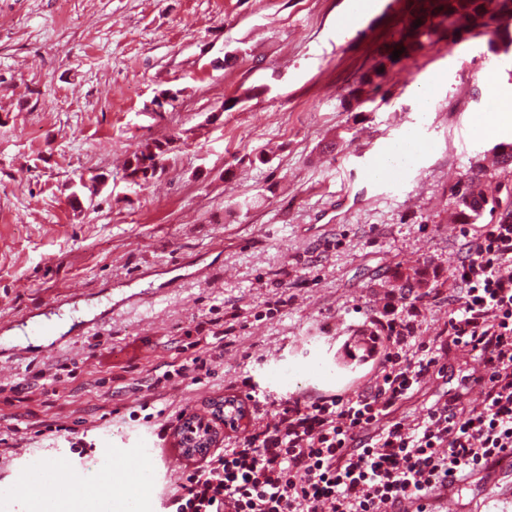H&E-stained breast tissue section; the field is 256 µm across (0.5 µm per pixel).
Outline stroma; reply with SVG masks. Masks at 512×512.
Segmentation results:
<instances>
[{
  "label": "stroma",
  "instance_id": "stroma-1",
  "mask_svg": "<svg viewBox=\"0 0 512 512\" xmlns=\"http://www.w3.org/2000/svg\"><path fill=\"white\" fill-rule=\"evenodd\" d=\"M430 2L373 0L353 19L350 0H0V431L14 428L0 490L34 485L36 458L117 492L93 460L144 453L168 512L170 471L190 463L157 437L176 411H210L246 377L267 403L374 384L382 347L346 352L393 299L383 273L425 262L451 281L453 189L512 144V130L473 134L497 109L487 71L512 78V51L483 38L437 44L388 71L382 100L347 101ZM410 134L428 154L409 175L366 176L374 138ZM151 140L169 150L130 186L124 162ZM209 320L233 334L210 377L141 410L147 380ZM59 362L76 379L42 384ZM440 362L401 414L478 365L465 351Z\"/></svg>",
  "mask_w": 512,
  "mask_h": 512
}]
</instances>
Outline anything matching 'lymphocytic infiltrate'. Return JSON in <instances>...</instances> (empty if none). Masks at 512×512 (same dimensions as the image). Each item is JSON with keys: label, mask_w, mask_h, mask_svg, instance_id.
Listing matches in <instances>:
<instances>
[{"label": "lymphocytic infiltrate", "mask_w": 512, "mask_h": 512, "mask_svg": "<svg viewBox=\"0 0 512 512\" xmlns=\"http://www.w3.org/2000/svg\"><path fill=\"white\" fill-rule=\"evenodd\" d=\"M448 323L415 336L416 303H388L376 382L351 396L297 395L274 417L184 473L171 512H389L512 454V221L484 224L453 270ZM477 356L463 378L482 400L448 393L406 420L396 415L450 347Z\"/></svg>", "instance_id": "1"}]
</instances>
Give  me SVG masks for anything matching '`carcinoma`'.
Instances as JSON below:
<instances>
[{
  "label": "carcinoma",
  "mask_w": 512,
  "mask_h": 512,
  "mask_svg": "<svg viewBox=\"0 0 512 512\" xmlns=\"http://www.w3.org/2000/svg\"><path fill=\"white\" fill-rule=\"evenodd\" d=\"M504 0H496L495 8L490 9L486 0H443L439 11L428 20L410 23L403 28L391 48L381 54L373 65L351 87L347 97L363 105L375 101L386 71L424 50L443 41L448 46L458 43L463 36L488 38L493 52L500 47H512V25L501 23ZM395 50L402 51L397 59H392ZM167 151V144L148 141L136 150L128 160L127 176L141 175L146 183L155 176L158 163ZM455 206L462 224H479L485 214L498 217L512 215V188L499 185L490 188L475 162L464 172L455 191ZM391 278L402 289L437 288L441 286L436 269L430 265L403 267L397 266Z\"/></svg>",
  "instance_id": "carcinoma-1"
}]
</instances>
